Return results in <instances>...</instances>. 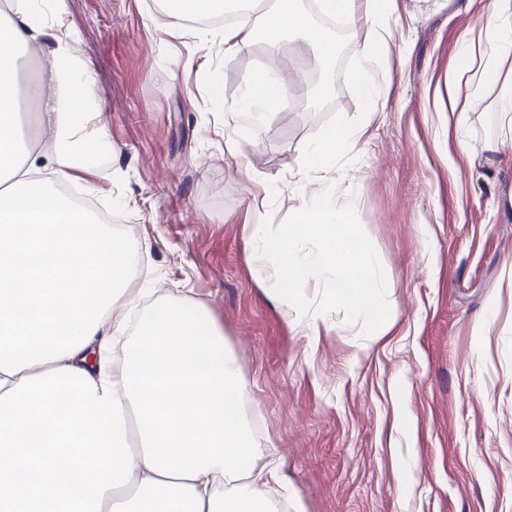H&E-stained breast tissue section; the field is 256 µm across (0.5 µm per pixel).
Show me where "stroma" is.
I'll use <instances>...</instances> for the list:
<instances>
[{"instance_id": "1", "label": "stroma", "mask_w": 512, "mask_h": 512, "mask_svg": "<svg viewBox=\"0 0 512 512\" xmlns=\"http://www.w3.org/2000/svg\"><path fill=\"white\" fill-rule=\"evenodd\" d=\"M492 5L396 0L397 40L376 66L385 109L336 163V197L386 273L392 325L365 335L314 278L306 297L326 326L310 336L256 277L248 227L284 233L316 204L307 147L363 124L350 75L371 19L347 21L320 100L310 89L323 62L282 43L303 84L247 122L231 110L266 65L263 47L228 56L189 31L159 33L157 0H68L64 24L112 140L89 197L138 225L147 300L201 305L223 330L251 430L288 481V512H512V140L497 87L448 82ZM265 188V207L249 210Z\"/></svg>"}]
</instances>
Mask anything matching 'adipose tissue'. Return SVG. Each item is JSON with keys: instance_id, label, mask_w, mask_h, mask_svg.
Listing matches in <instances>:
<instances>
[{"instance_id": "ef3b65f1", "label": "adipose tissue", "mask_w": 512, "mask_h": 512, "mask_svg": "<svg viewBox=\"0 0 512 512\" xmlns=\"http://www.w3.org/2000/svg\"><path fill=\"white\" fill-rule=\"evenodd\" d=\"M254 0H163L162 32L186 21L248 9ZM392 0H320L324 15L376 18L361 47L353 83L364 95L366 121L379 112L375 62L392 34L384 19ZM68 0H50L53 23L37 19L27 0L0 5V512H277L283 486L277 467L237 409L236 358L203 308L168 301L139 328L129 316L136 248L68 200L62 186L102 174L98 159L112 141L93 94V76L73 53L65 28ZM298 34L319 58L335 54L331 32L309 24L300 0H278L260 23L206 27L193 35L233 55L283 34ZM484 49L463 45L461 74L499 87L498 110L512 137V82L499 60L512 56V0H495L483 27ZM54 44L51 81L29 90L44 145L27 141L19 121L20 53ZM482 67H475L477 56ZM285 84L274 67L250 80L235 106L258 118L276 109ZM355 129L334 127L307 149L321 173L319 205L301 209L287 234L252 225V259L292 322L309 335L326 324L304 291L310 274L334 275L336 297L374 333L386 327L393 301L380 269L361 244L349 205L337 203L336 155ZM45 151L50 167L37 163ZM302 241L315 243L301 252Z\"/></svg>"}]
</instances>
